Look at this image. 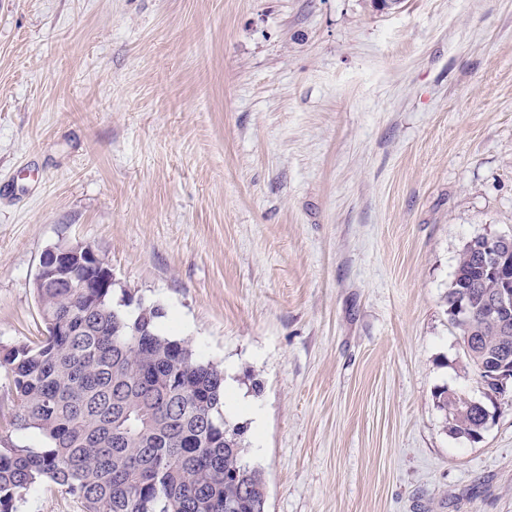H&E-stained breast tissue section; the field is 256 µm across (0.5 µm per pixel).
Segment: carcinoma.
I'll return each instance as SVG.
<instances>
[{"label": "carcinoma", "mask_w": 512, "mask_h": 512, "mask_svg": "<svg viewBox=\"0 0 512 512\" xmlns=\"http://www.w3.org/2000/svg\"><path fill=\"white\" fill-rule=\"evenodd\" d=\"M495 254L512 269V246L487 237L460 253L448 288V320L463 341L465 367L490 396L494 374L512 359V309L487 314L500 288ZM81 274L36 289L43 336L4 348L0 366L14 402L12 425L44 445L0 448V512L33 486L51 482L84 512H266L263 471L245 459V426L224 419V371L189 342L160 332L164 309L112 289L81 288ZM470 295L474 314L454 311ZM448 430L475 440L485 412L443 386L434 395Z\"/></svg>", "instance_id": "carcinoma-1"}]
</instances>
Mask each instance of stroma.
Returning a JSON list of instances; mask_svg holds the SVG:
<instances>
[{
	"mask_svg": "<svg viewBox=\"0 0 512 512\" xmlns=\"http://www.w3.org/2000/svg\"><path fill=\"white\" fill-rule=\"evenodd\" d=\"M512 238V0H0V345L43 333L40 257L88 244L113 301L264 415L267 512H512V389L481 441L446 294ZM0 367V446L15 431ZM18 512H82L52 483ZM434 398L437 407L444 414L451 434L466 437L472 442L480 440H476L474 436L482 435L485 430L483 420L486 408L484 405L483 411L470 407L464 395L448 388V386L439 388L435 392Z\"/></svg>",
	"mask_w": 512,
	"mask_h": 512,
	"instance_id": "obj_1",
	"label": "stroma"
}]
</instances>
